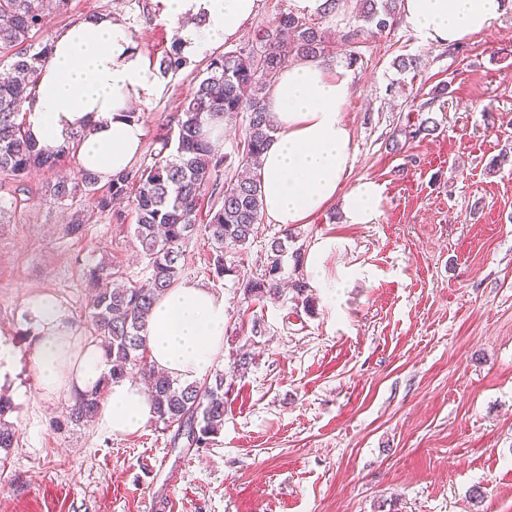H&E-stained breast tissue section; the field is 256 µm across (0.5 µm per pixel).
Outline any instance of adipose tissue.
I'll return each instance as SVG.
<instances>
[{"instance_id": "obj_1", "label": "adipose tissue", "mask_w": 512, "mask_h": 512, "mask_svg": "<svg viewBox=\"0 0 512 512\" xmlns=\"http://www.w3.org/2000/svg\"><path fill=\"white\" fill-rule=\"evenodd\" d=\"M259 0H160L161 18L181 27L184 58L196 59L234 36ZM402 22L424 43L446 45L491 30L512 12V0H401ZM349 70L319 59L285 65L266 99L276 132L263 152L260 180L268 223L288 228L338 203L349 224H372L384 187L348 183L355 161L343 113L352 93ZM162 79L131 30L112 18L80 20L57 34L49 62L24 103L39 145L53 149L83 132L79 167L101 181L131 166L145 129L127 120L133 106L160 96ZM35 336L32 365L41 389L74 396L94 388L109 371L101 347L74 335L48 294L30 296ZM224 298L184 281L154 304L147 352L156 367L187 382L203 380L224 345ZM140 382L111 381L100 404L99 426L116 435L139 432L153 418Z\"/></svg>"}]
</instances>
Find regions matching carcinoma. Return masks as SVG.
Masks as SVG:
<instances>
[{
  "label": "carcinoma",
  "mask_w": 512,
  "mask_h": 512,
  "mask_svg": "<svg viewBox=\"0 0 512 512\" xmlns=\"http://www.w3.org/2000/svg\"><path fill=\"white\" fill-rule=\"evenodd\" d=\"M398 0H360L358 20L344 35L356 43L370 34H381L400 24ZM65 0H0V49H11L8 76L0 79V174L19 182L37 170L54 171L76 154L84 133L54 151L38 146L31 137L23 93L36 88L39 73L48 62L52 43L34 42L47 13L63 7ZM328 50L326 34L312 18L285 12L259 28L254 43L211 57L203 77L186 94L176 118L173 135L161 139L149 164L131 167L99 186L87 171L73 179L57 175L49 184L55 203L90 195L103 212L124 222L116 201L131 199L135 213L134 237L148 259L149 276L125 288L108 290L100 283L111 277L104 268L89 273L90 324L101 341L104 357L112 364V378L120 379L137 370L150 379L155 419L168 429L176 427L174 439L188 448H204L224 425L226 391L224 374L201 382L183 383L158 371L147 358V326L158 296L180 280L183 245L197 230L193 217L205 194L216 197L204 231L214 252L216 277L224 276V249L244 250L254 240L263 215L261 181L257 174L261 156L275 133L265 112V91L282 66L294 59L317 58ZM185 65L178 41L158 59L164 77L175 75ZM246 115L244 136L237 146L241 162L250 175H228L227 156L216 151L210 130L225 119ZM287 246L278 238L267 250L262 273L242 279L244 298L262 302L280 292L279 274ZM104 387L74 399L67 421L75 425L95 421ZM10 410L0 396V449L14 445V432L4 421Z\"/></svg>",
  "instance_id": "1"
}]
</instances>
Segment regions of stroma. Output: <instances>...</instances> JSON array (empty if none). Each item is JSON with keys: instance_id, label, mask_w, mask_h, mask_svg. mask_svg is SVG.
<instances>
[{"instance_id": "35a3bbf8", "label": "stroma", "mask_w": 512, "mask_h": 512, "mask_svg": "<svg viewBox=\"0 0 512 512\" xmlns=\"http://www.w3.org/2000/svg\"><path fill=\"white\" fill-rule=\"evenodd\" d=\"M356 13L344 0L320 22L328 64L360 58L345 111L350 177L383 185L381 214L347 224L332 205L293 228L305 252L336 242L325 260L333 285L311 289L308 310L288 291L243 298L239 281L263 271L278 225L259 224L247 250L225 249V274L213 276L202 201L183 277L224 297L213 368L229 371L245 344L254 355L207 447L174 444L173 429L153 421L132 435L68 423L70 398L40 389L28 297L54 296L87 336L89 270L131 285L148 261L133 218L116 223L88 196L47 201V172L20 191L0 176V342L19 356L0 386L15 430L0 451V512H512V13L462 55L400 25L348 43ZM117 14L150 59L178 36L156 0H67L37 38ZM401 57L417 59L416 75L397 69ZM206 64H186L143 106L136 165L151 163ZM257 318L265 332L255 337ZM476 488L483 499L472 500Z\"/></svg>"}]
</instances>
